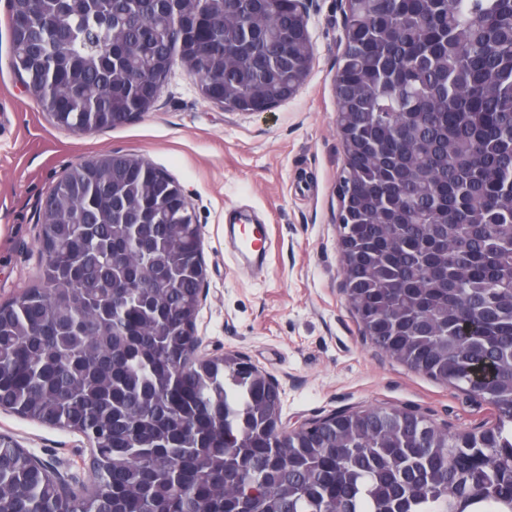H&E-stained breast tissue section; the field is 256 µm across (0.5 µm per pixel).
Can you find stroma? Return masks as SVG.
<instances>
[{"instance_id":"stroma-1","label":"stroma","mask_w":512,"mask_h":512,"mask_svg":"<svg viewBox=\"0 0 512 512\" xmlns=\"http://www.w3.org/2000/svg\"><path fill=\"white\" fill-rule=\"evenodd\" d=\"M305 7L310 75L271 110L216 105L177 63L150 112L117 128L75 133L54 124L15 76L9 0H0V303L40 282L39 209L64 172L112 151L137 154L179 181L200 227L202 353L233 352L266 372L282 392L283 422L386 407L413 410L452 435L491 426L489 404L391 358L363 336L349 305L334 91L347 4L306 0ZM232 213L265 225L270 247L259 267L236 257ZM0 434L52 469L90 481L80 433L0 410Z\"/></svg>"}]
</instances>
